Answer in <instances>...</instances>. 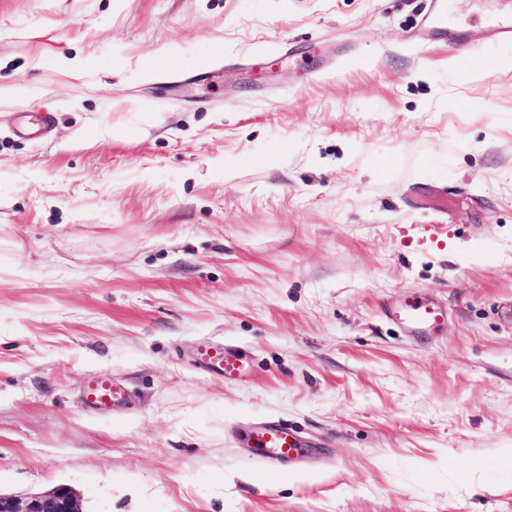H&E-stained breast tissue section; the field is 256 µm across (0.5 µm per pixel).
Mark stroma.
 I'll use <instances>...</instances> for the list:
<instances>
[{"mask_svg": "<svg viewBox=\"0 0 512 512\" xmlns=\"http://www.w3.org/2000/svg\"><path fill=\"white\" fill-rule=\"evenodd\" d=\"M424 6L0 0L1 493L512 512V40L416 47ZM405 292L447 326L406 336ZM87 374L130 404L84 410ZM269 424L310 450L271 484ZM198 355L202 366L224 374V377L234 376L243 368V357L224 345L205 343L200 347Z\"/></svg>", "mask_w": 512, "mask_h": 512, "instance_id": "stroma-1", "label": "stroma"}]
</instances>
